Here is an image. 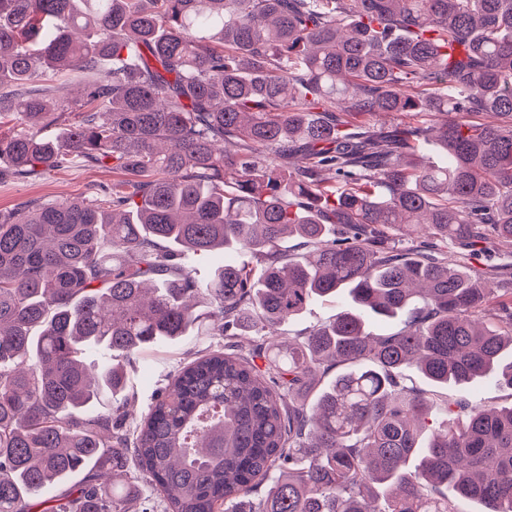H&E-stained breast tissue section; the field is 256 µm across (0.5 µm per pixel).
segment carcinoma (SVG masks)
<instances>
[{
    "mask_svg": "<svg viewBox=\"0 0 512 512\" xmlns=\"http://www.w3.org/2000/svg\"><path fill=\"white\" fill-rule=\"evenodd\" d=\"M6 118L0 184L124 179L0 211V512H155L131 464L161 512H512V406L462 391L512 389V287L468 268L512 243V0H0ZM215 251L242 260L176 261ZM340 294L275 352L199 351L128 420L125 366L200 319L276 336ZM120 179L112 169L85 167L75 160L70 167L39 179L11 182L0 186V209H11L29 201L53 202L79 199L111 188ZM186 261L190 267L195 268V275L198 278L206 279L217 266L224 263V255L221 252L212 253L206 257H198L191 254L186 257ZM342 300L340 298L331 299L328 301H318L313 303L308 310L298 320L284 324L281 329V335L277 337V342L283 341L288 345V340H297L296 336L306 327L314 325L320 321H325L341 307ZM468 392L474 401L482 405L504 408L512 404V390L496 384L493 379L472 384Z\"/></svg>",
    "mask_w": 512,
    "mask_h": 512,
    "instance_id": "obj_1",
    "label": "carcinoma"
}]
</instances>
